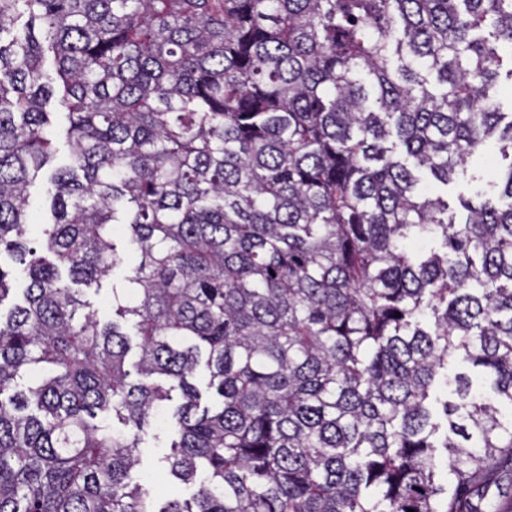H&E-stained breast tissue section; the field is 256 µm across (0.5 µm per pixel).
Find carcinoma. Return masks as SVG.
<instances>
[{"mask_svg":"<svg viewBox=\"0 0 512 512\" xmlns=\"http://www.w3.org/2000/svg\"><path fill=\"white\" fill-rule=\"evenodd\" d=\"M504 78L512 0H0V512H512ZM169 429V423L163 415L158 416L147 429L142 447L139 448L140 464L132 472V477L134 481L162 498H183L192 489L172 480L160 462L169 440Z\"/></svg>","mask_w":512,"mask_h":512,"instance_id":"carcinoma-1","label":"carcinoma"}]
</instances>
